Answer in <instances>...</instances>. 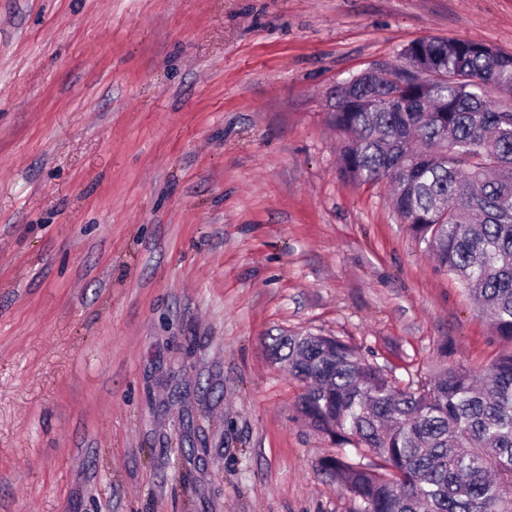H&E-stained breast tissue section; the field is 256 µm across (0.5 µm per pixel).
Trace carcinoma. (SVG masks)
Returning <instances> with one entry per match:
<instances>
[{
	"mask_svg": "<svg viewBox=\"0 0 512 512\" xmlns=\"http://www.w3.org/2000/svg\"><path fill=\"white\" fill-rule=\"evenodd\" d=\"M402 58L392 80L336 89L338 170L387 181L398 216L507 349L483 374L450 362L403 387L335 337L276 336L268 351L306 383L311 426L376 457L324 463L356 512H512V52L424 38Z\"/></svg>",
	"mask_w": 512,
	"mask_h": 512,
	"instance_id": "obj_1",
	"label": "carcinoma"
}]
</instances>
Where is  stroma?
I'll return each mask as SVG.
<instances>
[{"label":"stroma","instance_id":"stroma-1","mask_svg":"<svg viewBox=\"0 0 512 512\" xmlns=\"http://www.w3.org/2000/svg\"><path fill=\"white\" fill-rule=\"evenodd\" d=\"M425 37L512 0H0V512H354L270 337L498 356L326 122Z\"/></svg>","mask_w":512,"mask_h":512}]
</instances>
